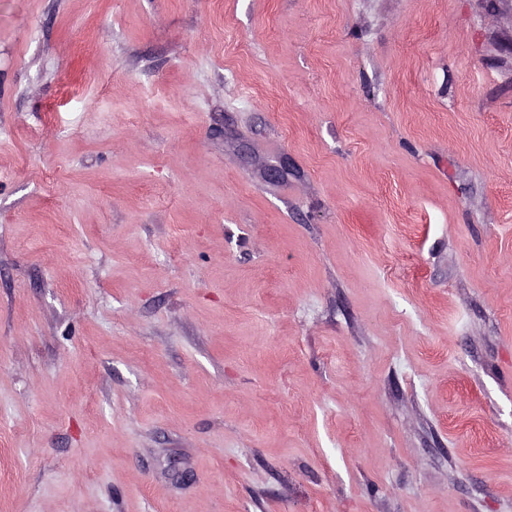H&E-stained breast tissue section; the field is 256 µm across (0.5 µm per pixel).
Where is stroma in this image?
Returning <instances> with one entry per match:
<instances>
[{
  "instance_id": "obj_1",
  "label": "stroma",
  "mask_w": 512,
  "mask_h": 512,
  "mask_svg": "<svg viewBox=\"0 0 512 512\" xmlns=\"http://www.w3.org/2000/svg\"><path fill=\"white\" fill-rule=\"evenodd\" d=\"M0 512H512V0H0Z\"/></svg>"
}]
</instances>
